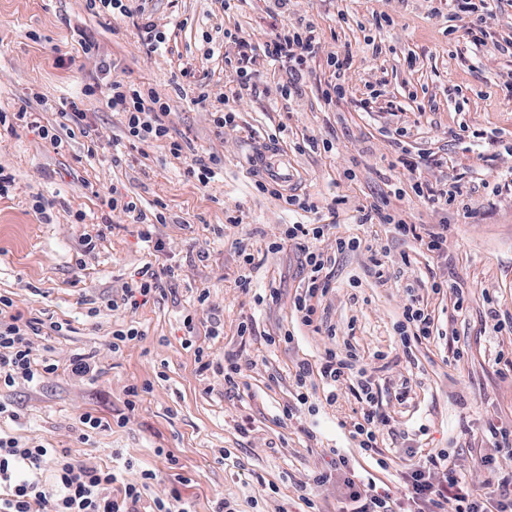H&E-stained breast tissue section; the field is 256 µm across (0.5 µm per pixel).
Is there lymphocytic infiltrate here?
<instances>
[{"label":"lymphocytic infiltrate","mask_w":512,"mask_h":512,"mask_svg":"<svg viewBox=\"0 0 512 512\" xmlns=\"http://www.w3.org/2000/svg\"><path fill=\"white\" fill-rule=\"evenodd\" d=\"M319 44L316 26L306 22L282 27L266 42L265 52L281 62L295 79L308 69ZM111 90L106 105L123 113L132 141L144 142L168 135L165 119L170 107L152 89L115 81ZM397 162L415 176L419 162L410 151L401 150ZM412 190L420 201L443 209L453 205L461 194L458 185L439 187L416 176ZM323 234L320 226L290 224L283 232V242L271 245L275 251L281 250L286 242L299 247L307 276L292 305L306 326L314 322L315 299L329 288V278L323 273L327 260L323 252L309 245L310 240ZM433 325L434 318L427 305L417 296H410L397 325L403 345L430 339ZM38 330V319H23L15 312L13 300L0 295V389L19 383H38L57 373L56 364L38 362L32 356L30 337ZM313 373L330 386L348 383L354 397L364 403L361 418L353 423L350 435L367 459L379 468H386L387 460L378 438L389 420L375 400V379L358 368L355 354L331 349L319 365L297 364L294 379L299 404L308 400L304 387ZM484 465L488 477L484 489L478 490L470 487L465 475L457 471L448 453H430L411 463L403 486L395 492L377 490L371 481L347 480V492L338 512H397L405 500L416 505L418 512H512V470L500 468L496 458L485 459ZM47 468L52 471L48 482L43 479ZM434 469L445 472L444 483L431 482L430 472ZM119 477V472L113 469L73 459L67 449L24 443L0 433V512H190L180 492H173L166 500L148 497L156 478L154 471H142L132 482H120Z\"/></svg>","instance_id":"lymphocytic-infiltrate-1"}]
</instances>
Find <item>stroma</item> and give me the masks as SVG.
Returning <instances> with one entry per match:
<instances>
[{"label":"stroma","mask_w":512,"mask_h":512,"mask_svg":"<svg viewBox=\"0 0 512 512\" xmlns=\"http://www.w3.org/2000/svg\"><path fill=\"white\" fill-rule=\"evenodd\" d=\"M146 12L166 36L153 52L131 19L93 13L86 0H0V108L39 113L41 127L55 129L63 102L78 97L92 130L88 138L62 133L55 147L41 128L0 129V166L16 178L0 197V293L24 317L44 320L33 354L59 366L40 383L0 391V403L19 415L0 419V432L120 467L128 481L155 470L149 496L179 489L192 512H215L223 499L233 512H336L340 454L356 479L391 488L411 451L444 450L471 486L482 487L480 461L496 453L483 431L512 427V372L495 363L497 354L512 357V198L485 189L512 172L505 95L512 48L471 55L470 18L439 0H149ZM299 20L321 35L308 72L291 89L284 69L257 57V92L237 102L236 127L216 132L193 98L203 92L218 105L240 84L224 65L233 48L225 31L258 45ZM332 53L352 57L351 94L329 104L321 87ZM109 62L114 70L104 71ZM115 80L153 88L169 102V137L128 141L122 116L106 106ZM381 82L402 101L398 116L361 110L367 86ZM89 86L94 95H86ZM402 127L415 154L447 157V167H424L420 176L459 182L467 213L425 205L392 168L389 138ZM174 140L182 145L177 156ZM265 150L287 158L288 192L309 197L317 212L289 210L256 190L264 173L251 159ZM197 160L215 172L208 185L187 173ZM115 193L146 216L164 212L165 223L151 228L163 254H154L132 215L110 208ZM384 196L390 213L422 231L447 223L446 258L393 225L363 223V208ZM295 223L326 227L317 246L329 258L331 284L315 329L292 309L303 278L297 246L268 249ZM101 224L106 235L85 254L84 234ZM340 236L356 238L358 248L337 252ZM245 251L253 265H244ZM149 262L179 264L178 279L147 303L121 304L125 284ZM412 287L434 328L407 350L395 325ZM246 319L253 329L244 336ZM129 326L139 337L110 352L113 331ZM199 347L219 363L237 355L246 367L239 389L225 390L221 374L199 373ZM336 348L355 352L377 380L376 398L390 416L382 444L388 470L374 468L349 437L362 405L348 388L327 402L311 375L308 406L282 418L296 401V364H318ZM78 353L94 356V374L69 372ZM135 384L150 390L129 413L126 390ZM87 411L112 420V429L82 434ZM121 413L128 421L118 427ZM178 473L185 484H176ZM321 473L330 481L314 486Z\"/></svg>","instance_id":"stroma-1"}]
</instances>
